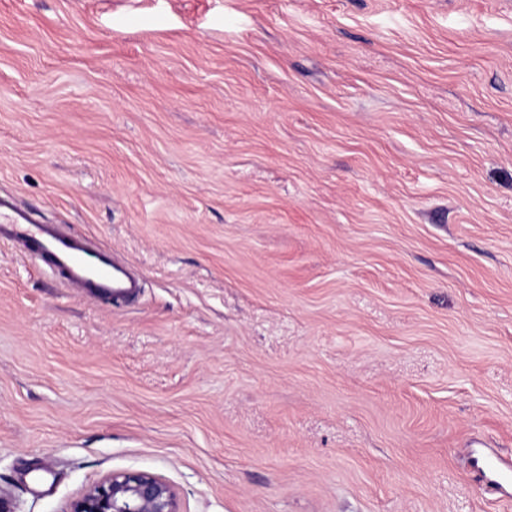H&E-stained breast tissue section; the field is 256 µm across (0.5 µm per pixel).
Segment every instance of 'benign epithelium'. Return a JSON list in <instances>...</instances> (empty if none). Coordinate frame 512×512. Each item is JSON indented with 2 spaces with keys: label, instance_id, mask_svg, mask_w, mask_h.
I'll list each match as a JSON object with an SVG mask.
<instances>
[{
  "label": "benign epithelium",
  "instance_id": "7a95c632",
  "mask_svg": "<svg viewBox=\"0 0 512 512\" xmlns=\"http://www.w3.org/2000/svg\"><path fill=\"white\" fill-rule=\"evenodd\" d=\"M70 512H179L172 485L145 471L117 472L90 487Z\"/></svg>",
  "mask_w": 512,
  "mask_h": 512
}]
</instances>
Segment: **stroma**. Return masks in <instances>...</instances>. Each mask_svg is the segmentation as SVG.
I'll return each instance as SVG.
<instances>
[{"label":"stroma","mask_w":512,"mask_h":512,"mask_svg":"<svg viewBox=\"0 0 512 512\" xmlns=\"http://www.w3.org/2000/svg\"><path fill=\"white\" fill-rule=\"evenodd\" d=\"M0 498L512 512V0H0ZM2 215L0 211V239L22 243L30 258L70 288L118 304L138 295L140 277L110 252L91 248L53 224L35 223L21 210L7 213L6 220ZM475 473L479 478L478 482L489 494L501 492L504 485L512 482V467L510 463L497 464L489 461ZM69 512H180L172 485L145 471L117 472L90 487Z\"/></svg>","instance_id":"obj_1"}]
</instances>
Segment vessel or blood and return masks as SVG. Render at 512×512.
<instances>
[{
  "label": "vessel or blood",
  "mask_w": 512,
  "mask_h": 512,
  "mask_svg": "<svg viewBox=\"0 0 512 512\" xmlns=\"http://www.w3.org/2000/svg\"><path fill=\"white\" fill-rule=\"evenodd\" d=\"M0 239L22 243L37 264L87 296L124 304L140 291L141 279L128 263L55 225L35 223L23 211L0 218ZM476 475L487 493L496 494L512 483V465L490 461Z\"/></svg>",
  "instance_id": "vessel-or-blood-1"
}]
</instances>
